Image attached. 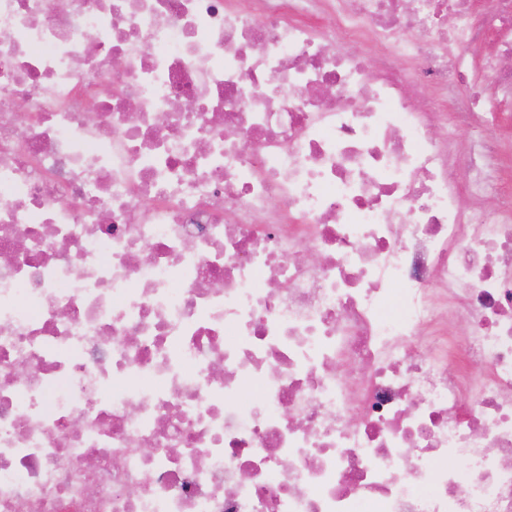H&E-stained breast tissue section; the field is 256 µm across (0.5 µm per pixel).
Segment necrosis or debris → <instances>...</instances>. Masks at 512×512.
<instances>
[{"instance_id": "obj_1", "label": "necrosis or debris", "mask_w": 512, "mask_h": 512, "mask_svg": "<svg viewBox=\"0 0 512 512\" xmlns=\"http://www.w3.org/2000/svg\"><path fill=\"white\" fill-rule=\"evenodd\" d=\"M472 14L0 0V512H512V202L441 97L512 112V0L492 97Z\"/></svg>"}]
</instances>
